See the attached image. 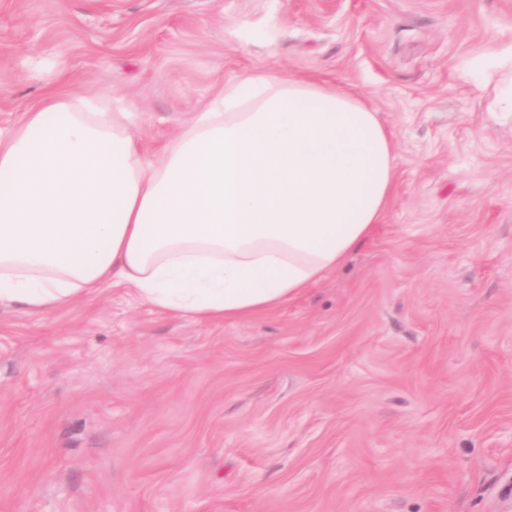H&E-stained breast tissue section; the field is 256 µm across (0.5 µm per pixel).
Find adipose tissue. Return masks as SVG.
Wrapping results in <instances>:
<instances>
[{
  "label": "adipose tissue",
  "mask_w": 512,
  "mask_h": 512,
  "mask_svg": "<svg viewBox=\"0 0 512 512\" xmlns=\"http://www.w3.org/2000/svg\"><path fill=\"white\" fill-rule=\"evenodd\" d=\"M127 110L49 94L0 129V304L56 310L103 286L201 321L273 310L381 224L395 142L336 83L257 67L147 158Z\"/></svg>",
  "instance_id": "adipose-tissue-1"
}]
</instances>
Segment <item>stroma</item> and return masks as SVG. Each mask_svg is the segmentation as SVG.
<instances>
[{"label": "stroma", "mask_w": 512, "mask_h": 512, "mask_svg": "<svg viewBox=\"0 0 512 512\" xmlns=\"http://www.w3.org/2000/svg\"><path fill=\"white\" fill-rule=\"evenodd\" d=\"M509 48L512 0H0L1 128L106 93L155 153L262 67L396 154L373 236L275 310L1 306L0 512H512V118L460 76Z\"/></svg>", "instance_id": "obj_1"}]
</instances>
